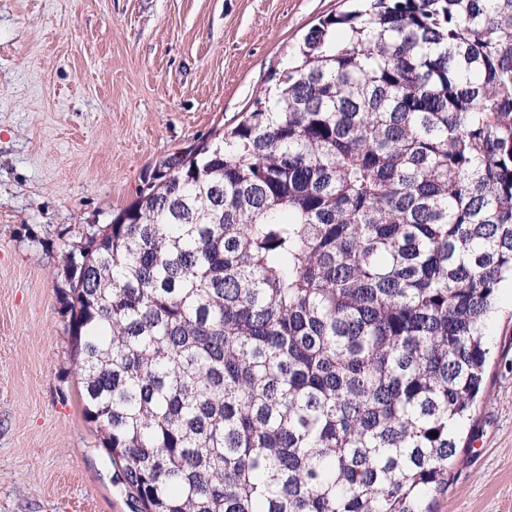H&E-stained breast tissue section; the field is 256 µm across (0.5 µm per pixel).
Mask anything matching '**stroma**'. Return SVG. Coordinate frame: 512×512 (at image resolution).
<instances>
[{
	"mask_svg": "<svg viewBox=\"0 0 512 512\" xmlns=\"http://www.w3.org/2000/svg\"><path fill=\"white\" fill-rule=\"evenodd\" d=\"M351 0H0V512H134L84 414L60 257L238 124ZM435 512H512V283Z\"/></svg>",
	"mask_w": 512,
	"mask_h": 512,
	"instance_id": "obj_1",
	"label": "stroma"
}]
</instances>
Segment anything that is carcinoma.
Listing matches in <instances>:
<instances>
[{"mask_svg": "<svg viewBox=\"0 0 512 512\" xmlns=\"http://www.w3.org/2000/svg\"><path fill=\"white\" fill-rule=\"evenodd\" d=\"M137 512H434L512 274V0H366L62 256Z\"/></svg>", "mask_w": 512, "mask_h": 512, "instance_id": "carcinoma-1", "label": "carcinoma"}]
</instances>
